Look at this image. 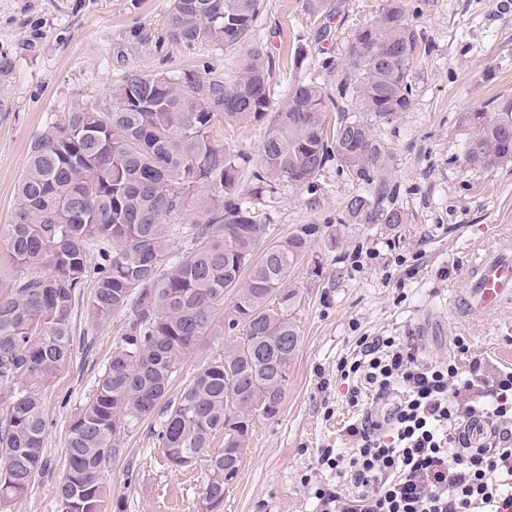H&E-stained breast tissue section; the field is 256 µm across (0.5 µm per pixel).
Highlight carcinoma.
Listing matches in <instances>:
<instances>
[{
	"instance_id": "carcinoma-1",
	"label": "carcinoma",
	"mask_w": 512,
	"mask_h": 512,
	"mask_svg": "<svg viewBox=\"0 0 512 512\" xmlns=\"http://www.w3.org/2000/svg\"><path fill=\"white\" fill-rule=\"evenodd\" d=\"M258 8L259 0H171L166 33L189 46H232L252 32ZM418 46L405 0H385L376 20L353 31L354 77L337 84L334 99L312 81H297L275 105L274 62L256 47L231 84L193 70H131L112 88V111L62 112L32 139L17 207L0 225V254L9 263L0 267V512L42 468V390L72 354L75 292L92 274L91 317L131 316L94 395L69 426L62 512H107L112 461L124 437L156 412L168 463L182 469L186 457L205 458L202 500L224 502V473L238 472L255 413L276 415L285 397L301 342L290 319L297 292L286 283L323 229L298 224L258 251L266 225L239 189L248 158L215 135L216 120L275 112L261 170L253 173L261 188L312 185L334 162L374 186L348 199L349 218L394 228L406 216L380 176L381 147L370 122L345 103L358 100L379 118L408 110ZM472 121L467 164L512 161V97L492 100ZM192 210L201 220L186 231ZM95 244L102 262L93 272L87 256ZM231 292L232 317L221 325ZM238 327L224 355L177 398H166L206 337ZM221 431L224 449L213 451Z\"/></svg>"
}]
</instances>
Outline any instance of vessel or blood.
<instances>
[{"instance_id":"1","label":"vessel or blood","mask_w":512,"mask_h":512,"mask_svg":"<svg viewBox=\"0 0 512 512\" xmlns=\"http://www.w3.org/2000/svg\"><path fill=\"white\" fill-rule=\"evenodd\" d=\"M460 302L469 312L491 314L512 304V249L477 256L466 267Z\"/></svg>"}]
</instances>
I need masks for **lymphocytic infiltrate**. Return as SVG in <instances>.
Segmentation results:
<instances>
[{"instance_id":"obj_1","label":"lymphocytic infiltrate","mask_w":512,"mask_h":512,"mask_svg":"<svg viewBox=\"0 0 512 512\" xmlns=\"http://www.w3.org/2000/svg\"><path fill=\"white\" fill-rule=\"evenodd\" d=\"M348 379V402L364 393L376 417L351 423L357 448L345 497L319 487L321 512H500L512 504V372L487 374L472 358L419 361L410 338L361 337Z\"/></svg>"}]
</instances>
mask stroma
Wrapping results in <instances>:
<instances>
[{
  "label": "stroma",
  "mask_w": 512,
  "mask_h": 512,
  "mask_svg": "<svg viewBox=\"0 0 512 512\" xmlns=\"http://www.w3.org/2000/svg\"><path fill=\"white\" fill-rule=\"evenodd\" d=\"M384 0H328L330 19L308 0H260L251 37L233 46L170 41L171 0H0V224L17 204V186L33 137L62 112L109 104L112 87L130 70L148 74L191 69L233 81L254 47L275 61L271 91L284 100L290 83L321 84L335 95L349 76L353 30L376 19ZM422 51L414 62L412 104L372 130L382 147L384 178L396 189L406 224L389 230L350 222L345 210L369 185L328 165L314 186L277 183L254 202L266 238L295 225L328 231L294 269L298 296L291 319L301 343L284 400L272 417L256 416L236 476L218 512H319L317 487L348 495V478L317 459L325 448L351 455L346 427L373 408L353 407L338 376L363 336L412 337L429 362L455 359L456 337L490 373L512 370V305L492 315H463L456 296L476 255L512 246V162L466 164L474 133L470 115L499 95H512V0H406ZM274 117L217 122L218 135L249 157L240 188L250 192L262 144ZM93 286L80 288L73 317L72 355L43 389L44 463L29 490L8 512H61L56 489L66 471L69 424L92 396L129 312L96 324L88 313ZM162 419L146 418L124 439L112 464L109 512H201L205 461L177 470L157 435Z\"/></svg>",
  "instance_id": "obj_1"
}]
</instances>
